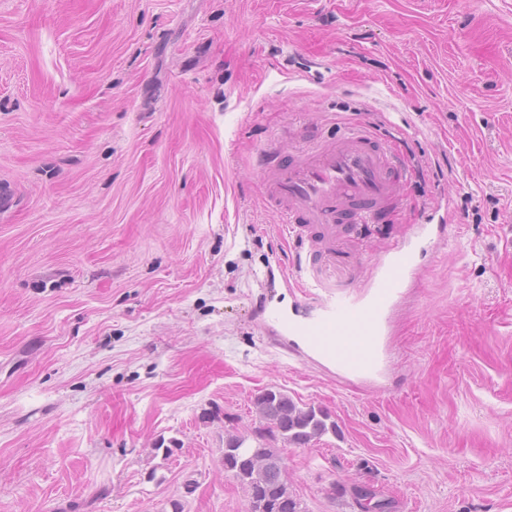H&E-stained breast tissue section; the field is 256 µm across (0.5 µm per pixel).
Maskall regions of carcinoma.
<instances>
[{"mask_svg": "<svg viewBox=\"0 0 512 512\" xmlns=\"http://www.w3.org/2000/svg\"><path fill=\"white\" fill-rule=\"evenodd\" d=\"M254 407L264 423L260 435L263 440L280 439L285 444L304 447L336 432V423L328 412L300 404L274 387L260 392ZM224 464L236 473V482L248 499V512H302L283 480L285 462L277 449L265 444L251 447L245 436L228 432L224 438ZM350 495L358 512H391V500L365 486H352Z\"/></svg>", "mask_w": 512, "mask_h": 512, "instance_id": "1", "label": "carcinoma"}]
</instances>
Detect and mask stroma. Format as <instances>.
Segmentation results:
<instances>
[{
  "label": "stroma",
  "instance_id": "35a3bbf8",
  "mask_svg": "<svg viewBox=\"0 0 512 512\" xmlns=\"http://www.w3.org/2000/svg\"><path fill=\"white\" fill-rule=\"evenodd\" d=\"M360 116L415 174L299 293L256 157ZM397 245L379 375L286 348L264 306ZM269 387L336 423L282 450L303 512H512V0H0V512H247ZM350 495L355 509L360 512H391L392 502L389 498L380 497L365 487L353 485L350 488Z\"/></svg>",
  "mask_w": 512,
  "mask_h": 512
}]
</instances>
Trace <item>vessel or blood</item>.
<instances>
[{
    "instance_id": "vessel-or-blood-1",
    "label": "vessel or blood",
    "mask_w": 512,
    "mask_h": 512,
    "mask_svg": "<svg viewBox=\"0 0 512 512\" xmlns=\"http://www.w3.org/2000/svg\"><path fill=\"white\" fill-rule=\"evenodd\" d=\"M262 155L265 202L310 259H335L340 225L378 223L398 201L397 165L386 143L366 126L355 125L332 144L287 158L272 144ZM416 269L412 249H398L378 263L366 300L344 294L323 302L316 316L275 314L271 320L320 361L356 378L373 374L382 364L386 314Z\"/></svg>"
}]
</instances>
